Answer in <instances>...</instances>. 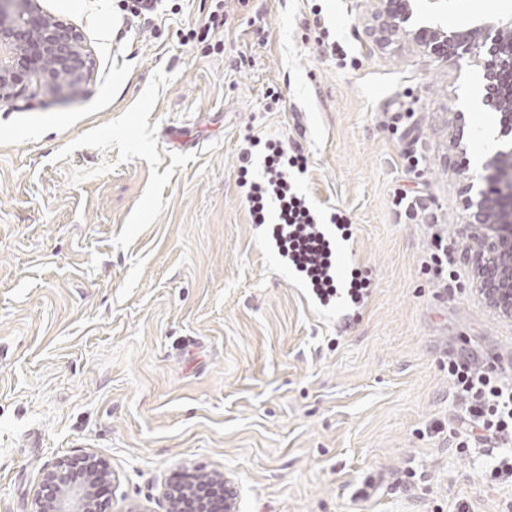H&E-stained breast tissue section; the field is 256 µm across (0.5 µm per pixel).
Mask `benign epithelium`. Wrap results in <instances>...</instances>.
<instances>
[{
  "label": "benign epithelium",
  "mask_w": 512,
  "mask_h": 512,
  "mask_svg": "<svg viewBox=\"0 0 512 512\" xmlns=\"http://www.w3.org/2000/svg\"><path fill=\"white\" fill-rule=\"evenodd\" d=\"M381 33L411 34L434 57L468 54L482 73L481 106L497 114L504 148L482 158L479 181L464 177L463 203L470 211L468 235L474 255L476 292L484 303L512 318V19L481 22L464 37L413 17L411 0H383ZM86 56L80 32L42 13L36 0H0V102L15 97L38 71L52 91L75 90L83 80ZM106 463L84 451L45 472L32 512H103L94 486L108 478ZM224 495L204 501L202 512H236L234 483L220 475Z\"/></svg>",
  "instance_id": "benign-epithelium-1"
}]
</instances>
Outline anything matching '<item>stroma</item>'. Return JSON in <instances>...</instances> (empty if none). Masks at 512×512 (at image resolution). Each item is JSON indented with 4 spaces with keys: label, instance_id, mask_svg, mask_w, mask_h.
<instances>
[{
    "label": "stroma",
    "instance_id": "1",
    "mask_svg": "<svg viewBox=\"0 0 512 512\" xmlns=\"http://www.w3.org/2000/svg\"><path fill=\"white\" fill-rule=\"evenodd\" d=\"M83 36L62 97L33 74L0 104V512H31L44 472L91 451L108 512H167L166 485L218 472L238 512H512L502 450H459L448 359L512 379V320L464 258L454 114L469 56L377 40L378 0H38ZM468 29L512 0H450ZM342 53H333V45ZM341 213L370 293L323 321L260 246L257 171ZM424 212L408 215L399 192ZM458 276L438 281L435 237Z\"/></svg>",
    "mask_w": 512,
    "mask_h": 512
}]
</instances>
